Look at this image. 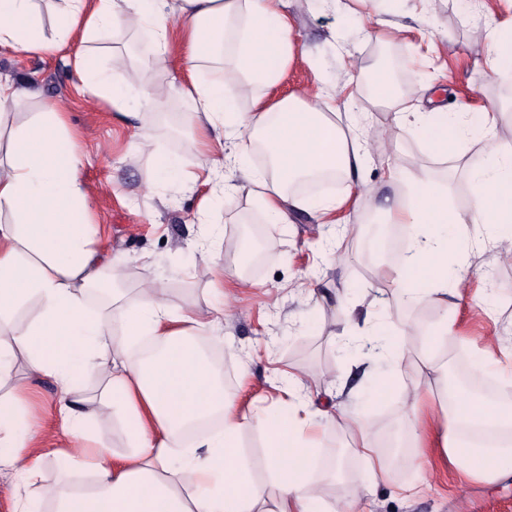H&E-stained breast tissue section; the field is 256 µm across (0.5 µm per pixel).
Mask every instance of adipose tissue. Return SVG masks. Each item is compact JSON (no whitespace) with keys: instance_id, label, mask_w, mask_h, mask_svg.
<instances>
[{"instance_id":"adipose-tissue-1","label":"adipose tissue","mask_w":512,"mask_h":512,"mask_svg":"<svg viewBox=\"0 0 512 512\" xmlns=\"http://www.w3.org/2000/svg\"><path fill=\"white\" fill-rule=\"evenodd\" d=\"M174 16L185 27L190 70L181 89L191 104L185 123L235 140L236 150L221 157L201 152L194 174L178 155L156 154V178L186 183L199 176L216 198L228 186L229 171H241V188L257 198L265 224L290 223L297 212L318 218L335 211L336 199H313L294 185L324 172L346 181L363 167L369 155L360 140L365 115L341 109L329 95L318 103L298 96L264 101L262 90L275 85L296 58L284 0H71L56 18L53 43L41 34L34 0H0V45L46 53L73 33L88 42L132 21L151 32L163 53ZM218 55L241 74L240 92L252 96V111H237L223 78L196 77L198 62ZM72 65L88 92L115 111H130L139 97L158 107L164 102L138 74L102 78L97 56L88 50H77ZM497 120L494 112L437 107L395 114L396 127L412 126L432 155H465L477 128L490 141V155L468 158L472 197L463 207L430 170L387 166L389 181L403 187L387 210L388 221L410 231L397 263L382 262L386 241L380 237L368 241L366 253L408 305L437 309L419 355L402 342L406 323L387 309L368 334H357L349 317L336 331L343 344L387 365V376L374 386L376 398L390 393L409 366L417 367L421 381L400 393L401 422L413 448H427L437 417L449 419L450 428L438 433L441 453L466 481L481 484L512 474V400L449 392L447 346L456 338L450 310L471 253L512 239V141L497 140ZM259 145L266 165L244 166ZM80 164L78 142L50 99L0 157V210L14 216L0 222V472L29 486L40 483L46 462L54 461L62 482L42 489L54 512H358V496H320L313 468L319 435L333 425L353 436L372 476L386 472L371 428L340 399L346 383L336 387L338 401L326 402L320 389L289 377L283 387L287 409L249 416L200 347L202 317L174 312L156 287L140 289L132 302L113 289L106 296L109 311L99 308L96 295L108 278L118 277L122 260L97 240ZM20 363L55 380L58 417L74 438L71 447L42 450L41 424L27 409V386L16 375ZM90 376L103 380L112 417L126 427L125 454L114 453L108 436L92 424L86 409L92 398L83 387ZM247 432L264 442L265 475L257 474L242 444ZM84 472L93 482L71 485V477ZM271 485L277 491L272 498Z\"/></svg>"}]
</instances>
